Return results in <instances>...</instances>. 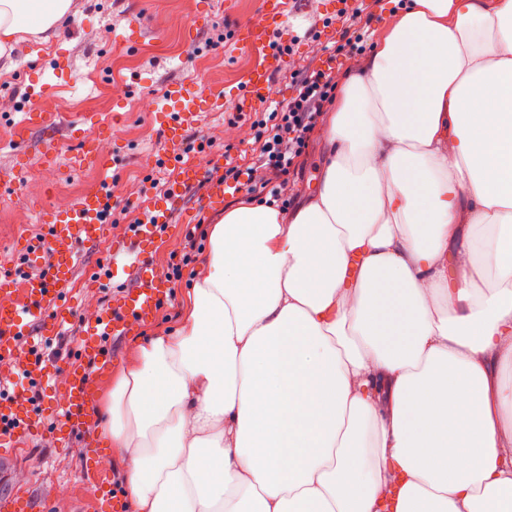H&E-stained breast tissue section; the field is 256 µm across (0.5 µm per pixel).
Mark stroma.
<instances>
[{"mask_svg":"<svg viewBox=\"0 0 512 512\" xmlns=\"http://www.w3.org/2000/svg\"><path fill=\"white\" fill-rule=\"evenodd\" d=\"M263 0H72L65 26L41 43L22 41L10 54L0 56V99L7 100L8 119H0V170H17L10 188H0V273L18 266L14 233L21 228L32 235L45 233L41 210L72 204L100 182L115 183L112 198L116 207L142 205L160 200L163 184L171 171L160 151V131L154 114L145 110L144 100L158 98L173 81L188 79L206 91L223 93L224 109L202 114L193 136L213 138L214 145L196 154L202 166L212 156L228 153L237 164L249 166L252 141L247 126L235 123L238 113L236 88L242 87L246 72L260 57L229 37L212 49L203 44L213 36L216 25L232 32L244 23L262 18ZM340 0H300L285 27L274 30L272 42L286 49L284 68L275 78L271 95L285 101L292 95L290 74L299 66L318 64L320 44H334L344 32ZM137 29L135 43L121 47L114 38ZM202 55H192L194 46ZM61 71L71 75L70 90L42 91L46 77ZM51 102L57 116L55 131L31 130L26 144H18L14 125L24 112ZM85 112L97 113L108 126V137L96 128L78 124ZM62 146L53 165H45L43 152L50 137ZM100 138L109 161L106 169H79L73 156L81 140ZM327 151V130L317 129L304 161L294 176L299 201L313 193ZM204 187L190 195L188 212L176 213L164 232L150 245V268L165 276L171 255L181 253L188 229L202 223L212 226L226 208L243 202L244 195L232 192L222 200L204 201ZM107 245L89 251L83 267L73 279L72 304L87 317L113 304L130 287L128 275L111 276L106 271ZM190 275L173 283V298L156 318L131 335L107 341L117 357L110 371L94 380V396L102 398L107 382L125 369L132 344L167 327H177L186 315ZM102 416L94 414L88 430L71 439L69 447H57L53 424H46L37 443L23 451L13 480L0 483V496L12 486L27 488L42 512H97L86 498L81 473L85 465L102 469L110 477L124 474L121 455L105 444Z\"/></svg>","mask_w":512,"mask_h":512,"instance_id":"obj_1","label":"stroma"}]
</instances>
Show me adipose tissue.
Instances as JSON below:
<instances>
[{"mask_svg":"<svg viewBox=\"0 0 512 512\" xmlns=\"http://www.w3.org/2000/svg\"><path fill=\"white\" fill-rule=\"evenodd\" d=\"M71 0H0V55ZM315 193L214 224L106 403L137 512H512V0H412Z\"/></svg>","mask_w":512,"mask_h":512,"instance_id":"1","label":"adipose tissue"}]
</instances>
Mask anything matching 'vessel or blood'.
I'll use <instances>...</instances> for the list:
<instances>
[{"label": "vessel or blood", "instance_id": "1", "mask_svg": "<svg viewBox=\"0 0 512 512\" xmlns=\"http://www.w3.org/2000/svg\"><path fill=\"white\" fill-rule=\"evenodd\" d=\"M288 15V0H263L259 23L238 26L237 44L263 48L272 30L280 28ZM279 59L271 58L252 69L246 78L242 103L268 104V92ZM224 98L205 92L193 84L170 83L154 104L163 139V155L173 166L160 203L148 205L142 222L128 239L112 243V268L138 273L118 304L102 308L86 318L76 349L79 362L41 357L37 351L44 340L63 334L71 323L68 297L74 274L82 261V249L109 237V221L104 217L112 201V185L99 186L64 209L52 212L44 236H23L20 257L23 262H42L35 274L18 270L0 275V364L8 366L26 381H35L44 390L41 404H33L25 391L0 395V479L8 477L24 441L42 430L41 417H52L59 442L79 434L92 410V380L96 373L111 368L114 356L103 346L107 337L127 336L144 322L152 320L160 306L169 300L168 280L147 273V243L157 229L169 224L172 213L205 176L185 151V140L203 112H217ZM64 370L63 391H56L53 378ZM88 492L100 512H123L121 501L112 500L104 481L93 480Z\"/></svg>", "mask_w": 512, "mask_h": 512}]
</instances>
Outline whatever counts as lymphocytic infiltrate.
Segmentation results:
<instances>
[{
  "mask_svg": "<svg viewBox=\"0 0 512 512\" xmlns=\"http://www.w3.org/2000/svg\"><path fill=\"white\" fill-rule=\"evenodd\" d=\"M361 9H354L341 41L327 50L330 62L337 58L365 55L374 46L375 34L362 23ZM294 94L288 102L270 112L250 116L256 159L254 170L260 176L242 180L241 167L225 166L223 180L242 184L248 201L269 202L285 211L293 204L296 193L291 177L297 172L312 134L336 97V73L330 68L303 66L291 75Z\"/></svg>",
  "mask_w": 512,
  "mask_h": 512,
  "instance_id": "obj_1",
  "label": "lymphocytic infiltrate"
}]
</instances>
